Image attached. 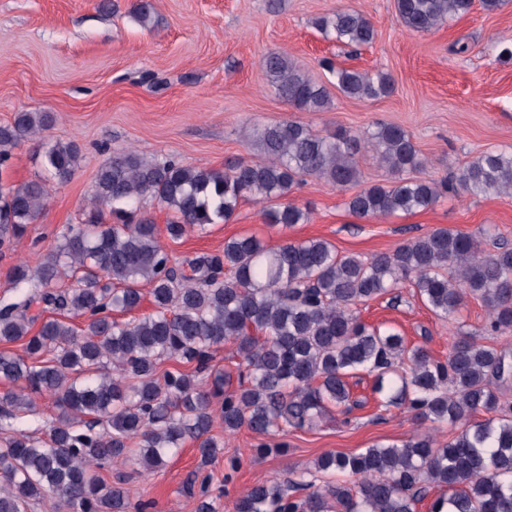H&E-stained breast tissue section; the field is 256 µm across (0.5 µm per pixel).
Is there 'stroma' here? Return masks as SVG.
<instances>
[{
    "label": "stroma",
    "instance_id": "1",
    "mask_svg": "<svg viewBox=\"0 0 512 512\" xmlns=\"http://www.w3.org/2000/svg\"><path fill=\"white\" fill-rule=\"evenodd\" d=\"M132 0L116 12L99 10L100 0H0V124L21 111L49 112L54 120L36 141L14 149L9 176L24 184L42 179L37 143H72L80 164L72 178L49 188L46 206L28 228L18 251L0 254V304L18 301L8 274L17 260L30 267L49 255L65 225L78 223L104 161L134 149L149 157L222 169L261 154L254 127L292 119L327 134L358 132L373 123L402 126L428 161L425 179L452 176L483 151H512V0L497 11L474 5L469 14L427 34L399 27L393 0H155L154 24L142 26L129 14ZM363 11L377 36L359 51L325 38L312 22L339 7ZM288 55L314 82L329 83L321 61L337 66L381 69L391 74V94L364 101L334 93L325 112H298L269 84L263 57ZM347 192L303 178L289 199L309 208L305 224L283 228L266 223L262 207L240 202L227 224L192 231L167 242L173 260L218 254L227 239L254 235L269 247L323 239L339 253L363 257L389 252L406 240L445 227L474 233L490 227L492 240L512 245V194L475 197L448 192L423 211L363 221L347 210ZM362 319L397 331L410 345L427 346L445 359L457 330L481 344L512 353V338L486 332L488 314L467 299L460 325L439 321L410 285L368 301ZM360 406L351 414L329 408L312 427L285 428L269 436L243 429L225 435L224 453L201 465L194 443H186L158 472L139 476L132 467L101 471L109 482L131 478L154 512H195L194 477L209 476L217 512H234L236 496L255 484L289 478L312 468L327 451L357 453L375 444H402L422 427L403 409H381L375 377L365 371L349 379ZM285 444L280 454L262 455V444ZM238 470H231V459Z\"/></svg>",
    "mask_w": 512,
    "mask_h": 512
}]
</instances>
